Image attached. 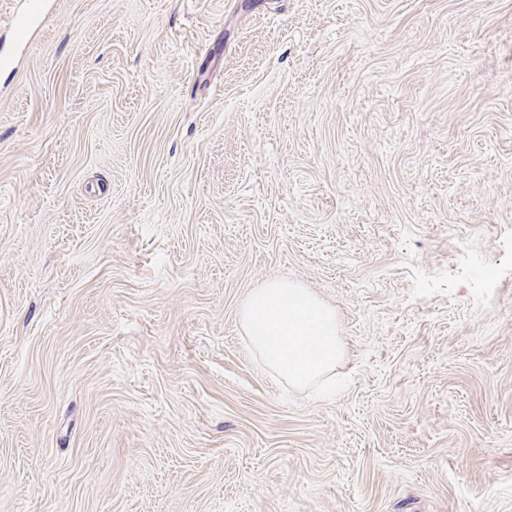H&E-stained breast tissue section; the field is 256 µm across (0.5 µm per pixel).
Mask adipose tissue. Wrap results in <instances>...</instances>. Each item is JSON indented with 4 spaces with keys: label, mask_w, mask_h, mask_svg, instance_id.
Wrapping results in <instances>:
<instances>
[{
    "label": "adipose tissue",
    "mask_w": 512,
    "mask_h": 512,
    "mask_svg": "<svg viewBox=\"0 0 512 512\" xmlns=\"http://www.w3.org/2000/svg\"><path fill=\"white\" fill-rule=\"evenodd\" d=\"M239 320L247 343L293 386L316 382L342 356L335 313L299 284L265 281L247 296Z\"/></svg>",
    "instance_id": "adipose-tissue-1"
}]
</instances>
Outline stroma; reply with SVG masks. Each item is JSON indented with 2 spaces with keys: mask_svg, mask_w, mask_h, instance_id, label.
<instances>
[{
  "mask_svg": "<svg viewBox=\"0 0 512 512\" xmlns=\"http://www.w3.org/2000/svg\"><path fill=\"white\" fill-rule=\"evenodd\" d=\"M272 278L335 389L242 336ZM0 512H512V0H48L0 69ZM239 320L252 349L295 387L316 382L342 356L335 313L297 283L265 281L247 296Z\"/></svg>",
  "mask_w": 512,
  "mask_h": 512,
  "instance_id": "1",
  "label": "stroma"
}]
</instances>
